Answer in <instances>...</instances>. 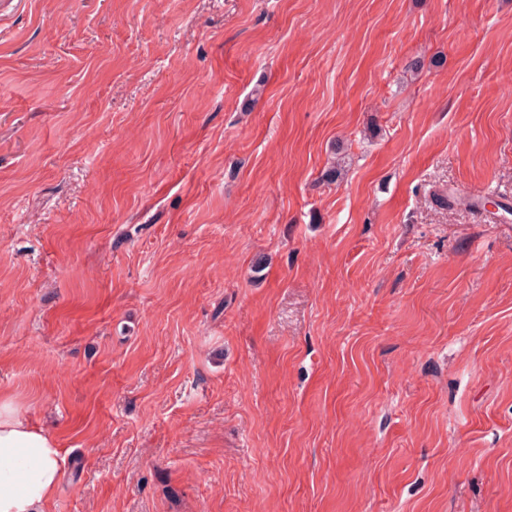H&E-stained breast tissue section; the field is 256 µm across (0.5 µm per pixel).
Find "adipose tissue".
Masks as SVG:
<instances>
[{"label":"adipose tissue","mask_w":512,"mask_h":512,"mask_svg":"<svg viewBox=\"0 0 512 512\" xmlns=\"http://www.w3.org/2000/svg\"><path fill=\"white\" fill-rule=\"evenodd\" d=\"M64 462L52 435L0 400V512H46Z\"/></svg>","instance_id":"1"}]
</instances>
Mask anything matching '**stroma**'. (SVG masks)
I'll return each instance as SVG.
<instances>
[{
	"mask_svg": "<svg viewBox=\"0 0 512 512\" xmlns=\"http://www.w3.org/2000/svg\"><path fill=\"white\" fill-rule=\"evenodd\" d=\"M0 398L47 512H512V0L0 16ZM64 462L52 435L0 400V512H46Z\"/></svg>",
	"mask_w": 512,
	"mask_h": 512,
	"instance_id": "1",
	"label": "stroma"
}]
</instances>
